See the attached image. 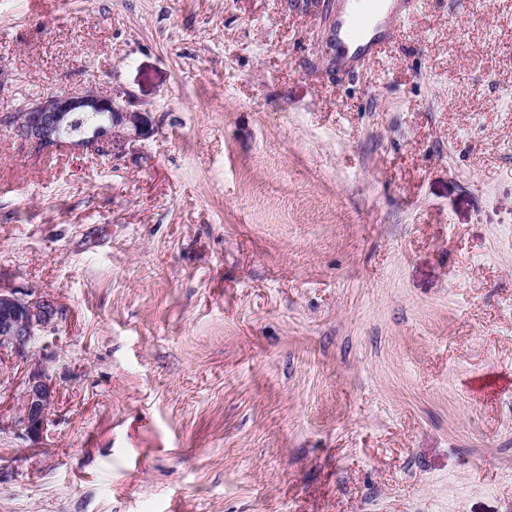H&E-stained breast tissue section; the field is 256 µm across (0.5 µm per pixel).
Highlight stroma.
Segmentation results:
<instances>
[{
	"mask_svg": "<svg viewBox=\"0 0 512 512\" xmlns=\"http://www.w3.org/2000/svg\"><path fill=\"white\" fill-rule=\"evenodd\" d=\"M0 0V114L93 86L120 155L0 130V289L53 297L59 402L0 512H512V0ZM414 0H370L369 7L364 10L362 22L351 31L350 17L338 15L334 26L330 29L331 42L339 43L344 48V59L354 63H365L372 60L382 46L392 43L396 37L401 20L411 10ZM349 36L357 44L351 51L343 39Z\"/></svg>",
	"mask_w": 512,
	"mask_h": 512,
	"instance_id": "obj_1",
	"label": "stroma"
}]
</instances>
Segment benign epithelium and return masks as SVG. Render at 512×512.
Masks as SVG:
<instances>
[{
	"mask_svg": "<svg viewBox=\"0 0 512 512\" xmlns=\"http://www.w3.org/2000/svg\"><path fill=\"white\" fill-rule=\"evenodd\" d=\"M81 112H101L103 123L77 126ZM0 127L37 151L61 146L81 148L96 155L105 147L118 155L126 146L154 133L146 112L131 109L128 101L88 88H73L40 100L21 104L17 111L0 115ZM57 307L47 296L32 298L15 290L0 289V356L26 360L47 344L56 331ZM56 384L43 363L27 372L22 404L10 428L38 446L48 432L49 411L56 401Z\"/></svg>",
	"mask_w": 512,
	"mask_h": 512,
	"instance_id": "1",
	"label": "benign epithelium"
}]
</instances>
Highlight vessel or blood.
<instances>
[{"label": "vessel or blood", "mask_w": 512, "mask_h": 512, "mask_svg": "<svg viewBox=\"0 0 512 512\" xmlns=\"http://www.w3.org/2000/svg\"><path fill=\"white\" fill-rule=\"evenodd\" d=\"M413 4L414 0H369L360 25L351 26L349 17L338 15L329 38L332 42L339 43L344 37H351L354 47L345 51V60L354 63L368 62L380 52L382 46L393 42L401 20Z\"/></svg>", "instance_id": "1"}]
</instances>
